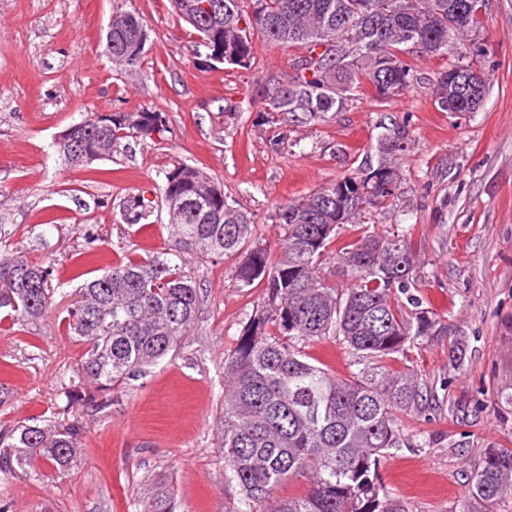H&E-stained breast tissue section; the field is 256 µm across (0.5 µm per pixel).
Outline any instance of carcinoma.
<instances>
[{
    "instance_id": "1",
    "label": "carcinoma",
    "mask_w": 512,
    "mask_h": 512,
    "mask_svg": "<svg viewBox=\"0 0 512 512\" xmlns=\"http://www.w3.org/2000/svg\"><path fill=\"white\" fill-rule=\"evenodd\" d=\"M214 2L213 16L189 15L185 21L198 33L199 46L223 51L225 63L251 67L254 30L268 43L305 50L298 61L310 64L312 77L297 71L286 81L270 79L257 88L271 123L277 114L302 123L333 117L361 89L388 101L403 95L413 82V69L400 58L408 44L387 31L411 33L420 53L453 55L451 69H472L480 55L473 35L483 26V0H471L469 21L458 27L449 25L452 0H254L247 17L237 0ZM115 14L124 19L105 37L104 53L123 66L128 50L143 57L149 33L138 14ZM433 98L441 112L470 111L463 102L448 100L446 71ZM95 116L79 121L88 145L65 135L57 143L66 167L103 159L94 151L101 133L112 146L165 130L160 112L115 111L101 133ZM410 141L408 127L395 124L379 139L376 162L277 206L273 220L284 237L276 256L203 171L177 163L165 173L161 200L174 250L227 259L242 253L238 287L264 285L261 305L224 362V480L239 491L225 512H405L380 496L379 468L390 449L417 446L405 438L399 418L433 410V385L415 370L413 351L446 342L460 363L464 344L439 314L410 295L416 258L407 237L362 231L339 245L336 228L324 215L330 210L338 225L360 224L370 209L397 198ZM148 213L139 197L123 202L128 224L140 223ZM330 259L345 280L341 287L324 277ZM58 290L52 265L24 255L0 261V321L22 326L41 318ZM76 291L81 299L68 310L65 329L86 346L81 368L93 384L91 402L174 354L202 303L195 279L162 253L129 255ZM330 340L351 357L344 375L317 365L305 352ZM81 437L77 425L37 419L0 431V470L27 471L37 461L65 470L78 457ZM287 481L301 484L303 491L279 495ZM469 488L484 512H495L499 501L512 495V448L489 452L470 476Z\"/></svg>"
}]
</instances>
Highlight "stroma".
I'll use <instances>...</instances> for the list:
<instances>
[{
	"label": "stroma",
	"mask_w": 512,
	"mask_h": 512,
	"mask_svg": "<svg viewBox=\"0 0 512 512\" xmlns=\"http://www.w3.org/2000/svg\"><path fill=\"white\" fill-rule=\"evenodd\" d=\"M120 8L148 27V51L131 71L100 49ZM477 41L491 82L470 116L434 106L449 57L410 53L414 80L398 100L362 90L335 117L291 126L265 122L255 90L286 80L301 48L254 37L246 70L197 55L198 34L170 0H0V259L52 262L64 284L37 322L0 323V430L61 414L84 432L65 472H0L8 512H143L161 492L173 512H224L236 498L224 483V360L261 288L238 287L235 260L172 254L201 288L195 326L173 356L92 406L67 399L84 385V347L62 324L73 291L126 254L167 249L160 198L174 164L204 170L275 246L276 206L375 161L389 122L408 126L411 147L400 195L374 210L370 229L409 232L414 293L462 335L466 358L456 365L438 344L422 352L417 368L438 408L426 420L402 418L423 445L393 449L382 483L407 512H481L468 477L489 449L512 448V0H488ZM111 110L159 112L167 128L121 140L111 159L65 167L59 136ZM133 196L151 207L146 225L122 217Z\"/></svg>",
	"instance_id": "obj_1"
}]
</instances>
